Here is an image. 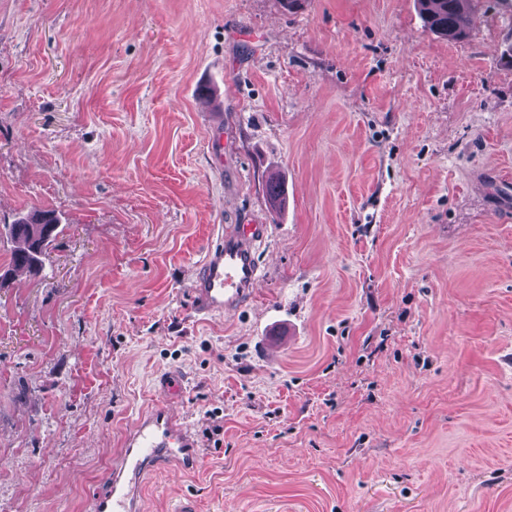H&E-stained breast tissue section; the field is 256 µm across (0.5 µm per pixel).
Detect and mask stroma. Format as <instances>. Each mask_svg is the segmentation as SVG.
Returning a JSON list of instances; mask_svg holds the SVG:
<instances>
[{
	"instance_id": "1",
	"label": "stroma",
	"mask_w": 512,
	"mask_h": 512,
	"mask_svg": "<svg viewBox=\"0 0 512 512\" xmlns=\"http://www.w3.org/2000/svg\"><path fill=\"white\" fill-rule=\"evenodd\" d=\"M472 14L0 0V512H89L172 371L201 466L140 512H512V0ZM35 208L36 279L7 231ZM251 222L254 301L198 320ZM472 0H418L420 15L430 31L454 40L469 33V25L463 20ZM40 218L46 219L44 224L40 222ZM57 227L56 216L48 211L33 212L22 217L15 224H8V233L17 243L11 255L12 265L14 267L22 265L30 276H39L43 271L45 248L56 236ZM268 234L266 224H226L190 285L197 314L234 313L254 299L262 278L254 248Z\"/></svg>"
}]
</instances>
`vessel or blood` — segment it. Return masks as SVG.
I'll return each instance as SVG.
<instances>
[{"mask_svg": "<svg viewBox=\"0 0 512 512\" xmlns=\"http://www.w3.org/2000/svg\"><path fill=\"white\" fill-rule=\"evenodd\" d=\"M269 234L265 224H229L218 235L195 273L190 291L197 314L212 316L242 309L256 295L262 278L255 245ZM201 463L197 443L169 405L140 416L126 438L124 451L105 487L91 504L92 512H138L136 490L151 468L172 465L196 471Z\"/></svg>", "mask_w": 512, "mask_h": 512, "instance_id": "1", "label": "vessel or blood"}]
</instances>
